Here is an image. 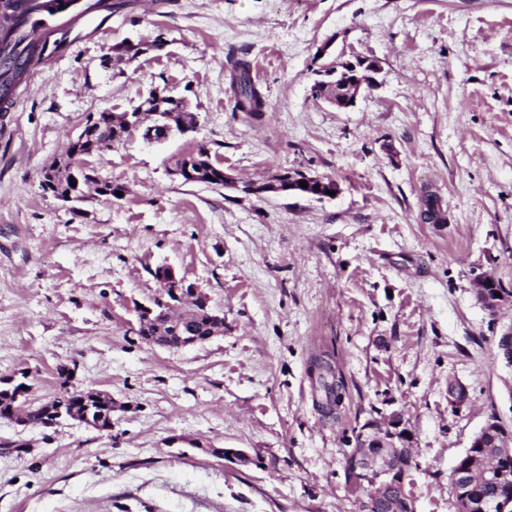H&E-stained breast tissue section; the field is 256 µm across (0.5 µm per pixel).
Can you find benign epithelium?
<instances>
[{"label": "benign epithelium", "instance_id": "7a95c632", "mask_svg": "<svg viewBox=\"0 0 512 512\" xmlns=\"http://www.w3.org/2000/svg\"><path fill=\"white\" fill-rule=\"evenodd\" d=\"M379 72L378 63L370 59H358L354 62H343L323 71V78L318 80L320 84H332L336 86V93L325 95L323 99L339 110L353 107L358 98L367 90L376 85L375 74ZM156 105L152 99L146 101L145 106L135 113L124 112L113 116V120L122 123L126 131L139 128L142 124V113ZM156 122L145 128L143 138L150 143L166 141L173 130V115L154 113ZM209 151L205 146H200V154L197 157H189L180 154L183 161L169 167L171 176L184 180L194 177L204 171L209 165L207 161ZM68 171L75 181L87 171V165L82 154L75 153L72 156L61 154L57 161L46 164L41 171L43 185H53L61 176V172ZM307 183L303 188L300 183ZM326 178L310 176L303 172L278 171L259 183L239 185L235 178L224 175V187L235 188L255 195L288 194L313 198H327L329 193L340 194L342 189L338 182H333L322 191ZM420 219L425 224L447 223L441 197L432 191L426 193L420 211ZM162 272L166 282L173 284V294L179 299L186 296H204V293L186 278L176 273L175 269L164 265ZM476 299L491 313H496L502 306L512 302V290L504 288H491L490 281L485 275L480 274L473 280ZM138 319L160 320L167 318L165 305H157L151 301L137 306ZM498 349L502 355V364L512 370V325L505 329L499 336ZM15 405L10 415V420H24L27 410V401L24 400L26 390L22 384L15 385ZM75 419L98 430H112V414L102 417H92L89 412L83 411L75 416ZM401 418L392 417L386 422L369 421L361 426L356 435L357 444L348 455L347 467L357 475L358 481H365L372 491L367 500L362 503V512H392L396 506L404 509V512H414L413 502L406 490V475L412 466L413 458L405 451L409 447V437L400 431ZM487 448H495L498 451V459H512V435L504 432L501 426L495 422L486 424L472 439L469 448L455 465L453 472L458 483V504L460 512H470L475 499V483L471 469L478 462L482 451ZM481 512H512V490H505L496 494L489 500H480Z\"/></svg>", "mask_w": 512, "mask_h": 512}]
</instances>
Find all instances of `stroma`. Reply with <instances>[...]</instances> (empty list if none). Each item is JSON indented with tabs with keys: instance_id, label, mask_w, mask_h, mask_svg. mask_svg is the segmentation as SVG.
<instances>
[{
	"instance_id": "1",
	"label": "stroma",
	"mask_w": 512,
	"mask_h": 512,
	"mask_svg": "<svg viewBox=\"0 0 512 512\" xmlns=\"http://www.w3.org/2000/svg\"><path fill=\"white\" fill-rule=\"evenodd\" d=\"M116 2L0 107V377L34 405L107 392L112 429L0 420V512H359L369 490L345 456L361 425L396 414L415 512H457L450 474L474 435L492 420L512 433L497 356L512 306L493 315L473 293L480 273L512 288V0ZM122 44L142 51L119 57ZM231 54L252 63L262 117L234 109ZM362 57L379 85L353 108L313 96L320 70ZM155 88L186 99L192 136L137 130L87 157L122 197L65 204L43 189L89 117ZM192 140L238 180L298 170L342 192L182 182L168 168ZM429 190L446 223H419ZM159 265L223 311V335L141 340L135 308ZM316 357L346 384L331 417Z\"/></svg>"
}]
</instances>
